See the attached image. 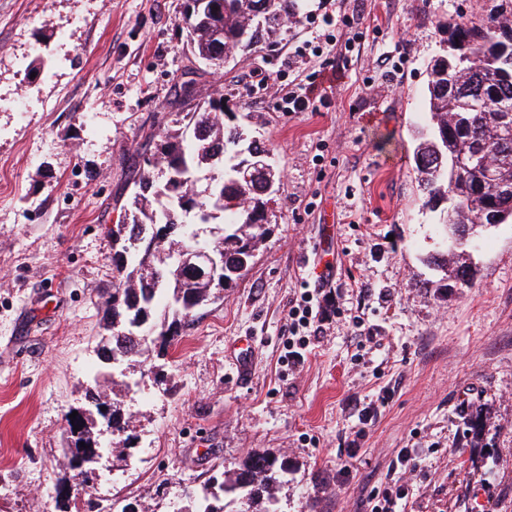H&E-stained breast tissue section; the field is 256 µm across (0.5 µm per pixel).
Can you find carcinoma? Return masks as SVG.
Instances as JSON below:
<instances>
[{
	"label": "carcinoma",
	"mask_w": 512,
	"mask_h": 512,
	"mask_svg": "<svg viewBox=\"0 0 512 512\" xmlns=\"http://www.w3.org/2000/svg\"><path fill=\"white\" fill-rule=\"evenodd\" d=\"M477 23L448 28V39L466 45L467 55L444 52L430 63L428 107L418 131L414 160L421 173L425 205L436 208L453 193L458 205L455 223L479 233L490 212L501 223H512V198L492 190L488 179L512 184V0H491ZM300 0H224V11L208 14L189 30L188 48L194 58L224 63V55L244 50L275 34L290 17L300 15ZM224 99L209 97L187 113L192 135L165 130L156 150L143 157L128 223L118 225L124 244L116 251L117 281L106 300L112 336L98 349L104 360L135 361L149 343L166 350L182 336L196 310L213 299L209 270L199 258L175 264L179 254L199 237L196 224H210L208 245L224 251V286L241 277V259L266 233V205L260 193L264 179L246 182L239 168L252 160L261 143L248 138L238 124L224 122ZM224 174L211 178L207 189L198 174L214 161ZM452 259L434 265L451 269L457 280L471 278L468 265L449 267ZM172 306L174 320L155 335L132 336L140 319H153L160 301ZM101 449L90 427L68 430L65 454L76 456L80 443ZM288 483V460L253 453L229 475L221 491L244 504L241 512H279L276 490ZM181 512H224L217 497Z\"/></svg>",
	"instance_id": "obj_1"
}]
</instances>
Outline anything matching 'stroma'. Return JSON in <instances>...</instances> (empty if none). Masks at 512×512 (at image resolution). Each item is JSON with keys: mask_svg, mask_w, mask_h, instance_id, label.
I'll list each match as a JSON object with an SVG mask.
<instances>
[{"mask_svg": "<svg viewBox=\"0 0 512 512\" xmlns=\"http://www.w3.org/2000/svg\"><path fill=\"white\" fill-rule=\"evenodd\" d=\"M184 3L0 0V512H87L57 494L67 417L112 370V232L142 154L185 125L188 81L281 180L247 270L150 347L139 390L117 387L132 444L97 466L112 512H173L255 451L288 459L281 512H368L403 448L405 512H512V224L464 246L469 283L446 277L413 161L427 65L487 0H304L220 68L192 60ZM291 90L312 110L283 111ZM20 97L31 112L8 109ZM306 291L321 328L292 368Z\"/></svg>", "mask_w": 512, "mask_h": 512, "instance_id": "1", "label": "stroma"}]
</instances>
